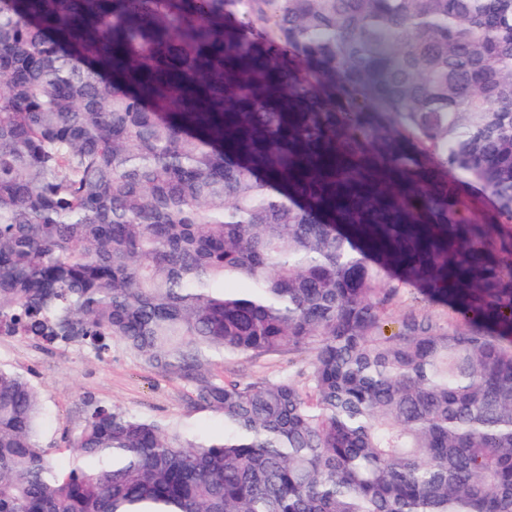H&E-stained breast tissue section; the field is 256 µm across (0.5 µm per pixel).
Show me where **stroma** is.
<instances>
[{
  "label": "stroma",
  "instance_id": "stroma-1",
  "mask_svg": "<svg viewBox=\"0 0 512 512\" xmlns=\"http://www.w3.org/2000/svg\"><path fill=\"white\" fill-rule=\"evenodd\" d=\"M0 364L19 371L39 389L46 413L45 441L55 446L60 466L69 459L64 439L82 422L90 399L152 419L182 421L202 438L224 435L221 413L192 405L178 380L158 375L118 346L99 361L76 346L46 347L0 336Z\"/></svg>",
  "mask_w": 512,
  "mask_h": 512
}]
</instances>
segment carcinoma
Here are the masks:
<instances>
[{
    "label": "carcinoma",
    "mask_w": 512,
    "mask_h": 512,
    "mask_svg": "<svg viewBox=\"0 0 512 512\" xmlns=\"http://www.w3.org/2000/svg\"><path fill=\"white\" fill-rule=\"evenodd\" d=\"M2 334L224 436L0 366V512H512V0H0ZM0 364L26 376L41 392L46 413L45 442L59 448L57 466L69 459L66 435L85 415V402L119 405L157 420H180L199 437L224 435V417L207 407L194 406L183 385L158 375L120 346L104 361L90 357L78 346L45 347L30 340L0 336ZM224 373L235 377H265L275 379L288 374V360L271 358L257 363L248 360H228L222 364Z\"/></svg>",
    "instance_id": "cac0c4a2"
}]
</instances>
